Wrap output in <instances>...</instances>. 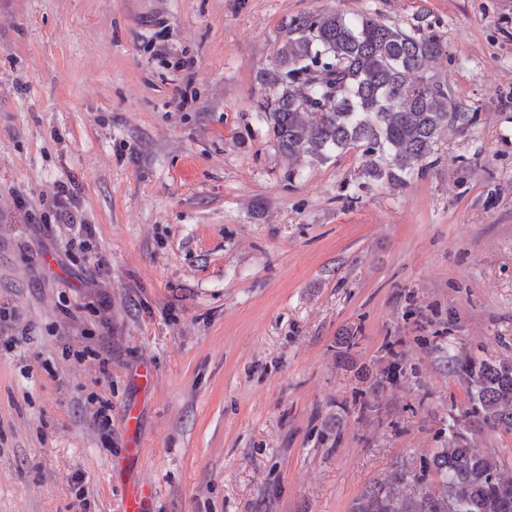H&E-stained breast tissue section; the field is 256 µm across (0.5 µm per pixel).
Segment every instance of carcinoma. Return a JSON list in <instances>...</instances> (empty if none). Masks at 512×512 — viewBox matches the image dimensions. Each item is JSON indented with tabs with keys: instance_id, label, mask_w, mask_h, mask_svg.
Listing matches in <instances>:
<instances>
[{
	"instance_id": "carcinoma-1",
	"label": "carcinoma",
	"mask_w": 512,
	"mask_h": 512,
	"mask_svg": "<svg viewBox=\"0 0 512 512\" xmlns=\"http://www.w3.org/2000/svg\"><path fill=\"white\" fill-rule=\"evenodd\" d=\"M445 53L424 28L408 33L370 13L292 19L266 73L279 88L264 109L277 148L290 158L323 159L357 147L365 176L403 184L425 166L444 127L475 120L452 102L446 84L426 75ZM456 363L473 412L488 425L512 428V364L470 357ZM351 512H512V482L456 430L420 472L401 470L374 484Z\"/></svg>"
}]
</instances>
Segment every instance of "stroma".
<instances>
[{"instance_id": "obj_1", "label": "stroma", "mask_w": 512, "mask_h": 512, "mask_svg": "<svg viewBox=\"0 0 512 512\" xmlns=\"http://www.w3.org/2000/svg\"><path fill=\"white\" fill-rule=\"evenodd\" d=\"M325 12L448 47L429 73L476 119L403 186L357 148L275 146L263 74L289 20ZM61 181L92 285L43 228ZM1 306L0 512H121L133 444L154 512H350L452 423L512 479V430L472 418L451 361H512V0H0ZM100 396L108 438L79 409Z\"/></svg>"}]
</instances>
